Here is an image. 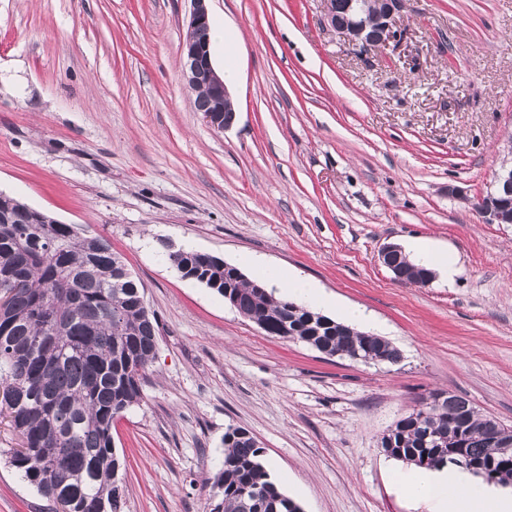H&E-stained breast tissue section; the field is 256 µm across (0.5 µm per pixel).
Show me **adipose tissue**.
I'll use <instances>...</instances> for the list:
<instances>
[{
    "label": "adipose tissue",
    "instance_id": "adipose-tissue-1",
    "mask_svg": "<svg viewBox=\"0 0 512 512\" xmlns=\"http://www.w3.org/2000/svg\"><path fill=\"white\" fill-rule=\"evenodd\" d=\"M395 486L407 500L430 505L432 512H512V490L459 466L411 467L396 473Z\"/></svg>",
    "mask_w": 512,
    "mask_h": 512
}]
</instances>
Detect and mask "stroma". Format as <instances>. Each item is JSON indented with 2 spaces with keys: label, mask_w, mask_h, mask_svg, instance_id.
I'll use <instances>...</instances> for the list:
<instances>
[{
  "label": "stroma",
  "mask_w": 512,
  "mask_h": 512,
  "mask_svg": "<svg viewBox=\"0 0 512 512\" xmlns=\"http://www.w3.org/2000/svg\"><path fill=\"white\" fill-rule=\"evenodd\" d=\"M232 29L237 112L205 124L182 80L190 0H0V192L107 238L158 319L142 399L112 426L125 512H211L228 427L303 512H428L382 435L431 391L512 426V224L473 206L512 138V0H406L361 56L324 0H208ZM456 257L394 280L389 244ZM247 258L365 309L396 364L266 335L169 252ZM0 512H52L11 464Z\"/></svg>",
  "instance_id": "1"
}]
</instances>
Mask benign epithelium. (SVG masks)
Listing matches in <instances>:
<instances>
[{
  "mask_svg": "<svg viewBox=\"0 0 512 512\" xmlns=\"http://www.w3.org/2000/svg\"><path fill=\"white\" fill-rule=\"evenodd\" d=\"M189 29L206 33L209 31V16L206 0H190ZM330 25L354 46L368 49L386 45L400 37L398 23L402 18L405 0H327ZM365 13V18L349 19L350 11ZM182 71L186 85L196 86L206 79L213 108L202 112L205 122L214 130L222 132L231 127L236 118L234 108L229 106L230 93L224 81L216 74L211 60L209 42L190 41L181 47ZM495 181L502 189L498 200L486 202L479 197L476 208L487 224H512V168L504 166L495 174ZM491 435L506 458L512 456V427L497 420L490 424Z\"/></svg>",
  "mask_w": 512,
  "mask_h": 512,
  "instance_id": "benign-epithelium-1",
  "label": "benign epithelium"
}]
</instances>
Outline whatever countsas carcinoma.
<instances>
[{
    "label": "carcinoma",
    "instance_id": "obj_1",
    "mask_svg": "<svg viewBox=\"0 0 512 512\" xmlns=\"http://www.w3.org/2000/svg\"><path fill=\"white\" fill-rule=\"evenodd\" d=\"M184 267L218 282L224 266L190 250ZM395 267L411 283L425 285L417 264L403 254ZM124 263L109 241L61 224L17 199L0 194V416L19 433L21 448L11 465L36 490L54 501L70 495V512H124L119 490L112 423L139 403L146 368L155 358L158 325L141 303V286L122 276ZM231 296L243 317L271 321L288 315V327H305L309 312L288 298L258 294L246 278L233 281ZM315 342L350 359L396 363L400 352L378 336H361L340 323L319 329ZM424 416L416 427L413 419ZM468 455L495 463L493 481L512 482V459L488 433V416L467 398L448 393L442 404L421 408L395 423L401 448L388 455L421 467L453 458L457 428ZM448 437L438 450L432 435ZM221 512H301L300 505L269 480L263 449L247 430L228 427L224 462L214 476ZM254 492V502L244 499Z\"/></svg>",
    "mask_w": 512,
    "mask_h": 512
}]
</instances>
